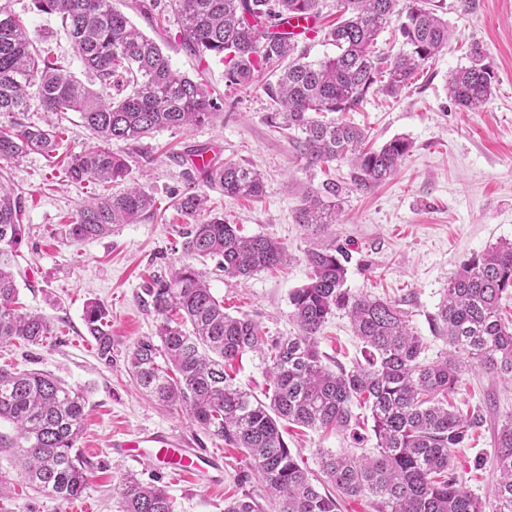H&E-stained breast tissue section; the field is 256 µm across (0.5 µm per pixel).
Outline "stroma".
<instances>
[{
	"label": "stroma",
	"instance_id": "stroma-1",
	"mask_svg": "<svg viewBox=\"0 0 512 512\" xmlns=\"http://www.w3.org/2000/svg\"><path fill=\"white\" fill-rule=\"evenodd\" d=\"M0 3L24 20L37 48L51 51L64 67L84 76L59 18L38 12L32 0ZM442 11L453 33L447 49L419 70L398 97L369 92L345 115L368 128L374 146L398 136L409 140V152L385 184L364 191L350 188L351 168L342 161L306 171L291 142L266 121V86L276 81V72L248 87L230 85L220 59L201 60L174 41L163 46L174 69L210 85L218 115L187 131L160 130L134 147L113 143V150L126 157L131 177L155 198L154 214L95 239L70 242L59 236L69 216L99 192L98 185L74 184L62 173L66 157L93 144L77 113L62 115L65 134L54 157L31 154L6 163L8 182L23 192L27 205L28 229L19 247L17 274L20 300L48 318L53 333L40 346L18 341L0 345V369L48 372L86 391L89 412L79 446L90 473L83 494L61 502L20 482L11 452L0 448V482L9 488L0 498V512H118L113 488L128 473L164 484L175 512H224L225 499L245 490L265 502L264 488L239 450L191 424L181 407L162 406L143 395L126 370L136 341L156 333L158 319L143 303V288L154 273L174 272L189 261L208 269L211 291L223 301L225 312L249 316L272 340L297 335L289 294L307 280V251L333 244L350 255L346 286L352 293L401 302L423 343L424 361L450 352L433 325L449 280L462 261L512 242V0H443ZM474 45L482 48L495 81L489 101L466 111L449 97L448 78L469 65ZM196 149L262 173L260 198H231L211 189L208 207L239 225L243 234L281 242L286 257L278 268L229 280L216 271L213 260H191L184 254L187 219L175 204L196 175L189 157ZM328 177L348 186L339 223H297L305 189ZM95 303L105 307L112 326L108 363L98 359L86 333L85 312ZM319 349L333 367L348 369L360 358L362 344L345 311L328 318ZM448 400L462 415L479 418L465 446L455 450L450 472L461 489L486 497L494 475L475 461L491 458L494 436L512 415V380L468 371ZM352 411L351 433L288 423L281 427L292 454L302 459L319 490L331 488L321 469L322 453L353 452L356 432L366 438L363 453L374 451L369 410L356 405ZM154 431L172 433L187 447L219 457L221 472L196 478L173 475L151 459L134 462L112 448L113 440Z\"/></svg>",
	"mask_w": 512,
	"mask_h": 512
}]
</instances>
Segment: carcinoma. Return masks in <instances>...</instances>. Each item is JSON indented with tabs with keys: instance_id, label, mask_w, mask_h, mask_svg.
<instances>
[{
	"instance_id": "carcinoma-1",
	"label": "carcinoma",
	"mask_w": 512,
	"mask_h": 512,
	"mask_svg": "<svg viewBox=\"0 0 512 512\" xmlns=\"http://www.w3.org/2000/svg\"><path fill=\"white\" fill-rule=\"evenodd\" d=\"M179 44L196 56L224 61L227 82L248 86L263 71L280 68L267 87L274 108L270 127L291 138L306 169L347 161L356 189L387 182L410 149L394 137L377 149L366 145V131L322 113L348 112L373 88L396 97L414 73L448 46V22L436 0H337L344 18L320 30L336 55L310 61L294 40L292 21L317 17L323 0H172ZM38 11L60 18L86 72L105 86L132 85L134 91L106 99L39 52L23 22L0 3V162L32 153L51 156L61 137L53 122L27 121L30 112H77L95 139L70 158L65 176L103 188L83 204L64 227L73 241L94 239L118 224H133L156 203L135 183L110 193L130 170L112 143H134L162 129H189L216 117L208 86L176 72L159 44L138 32L112 0H34ZM403 5L400 34L407 50L387 61L376 40ZM493 73L479 50L471 63L452 73L448 93L456 104L475 110L491 96ZM234 198L264 193L261 174L240 162L217 161L201 170L200 182L177 200L180 214L194 218L183 236L189 256L214 258L229 279L248 278L285 258L270 236H243L221 216L200 218L207 196L200 186ZM343 187L326 180L306 190L296 213L299 224L339 223ZM23 195L0 174V344L21 340L41 345L52 335L42 314L16 307L19 288L13 272L26 233ZM308 282L289 294L299 334L268 342L257 322L224 312L211 292L208 272L185 264L145 288L147 305L160 317L156 336H144L127 357L128 371L142 392L166 405H178L190 421L224 444L241 449L262 481L276 512H338L339 498L366 496L375 512H486V502L462 490L450 476L455 449L470 436L472 422L445 407L457 390L463 364L486 373L512 375V327L500 313V300L512 290V244L492 246L463 261L448 282V294L434 317L435 329L454 354L424 364L422 343L400 303L351 293L345 288L349 255L339 247L311 249ZM336 310L349 315L364 345L365 363L330 369L317 336ZM100 359L112 362V331L103 306L85 314ZM247 352L268 354L272 393L259 399L234 382L225 365ZM368 404L378 452L352 457L325 452L321 466L336 495L323 494L288 448L280 430L287 421L328 431L350 426L352 405ZM87 397L41 372L0 370V448L12 450L20 476L35 491L60 501L79 497L89 464L77 442ZM490 463L495 479L491 512H512V416L494 438ZM121 512H174L166 487L134 475L115 486ZM224 512H260L248 492L228 499Z\"/></svg>"
}]
</instances>
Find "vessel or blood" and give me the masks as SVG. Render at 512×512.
<instances>
[{"mask_svg": "<svg viewBox=\"0 0 512 512\" xmlns=\"http://www.w3.org/2000/svg\"><path fill=\"white\" fill-rule=\"evenodd\" d=\"M127 454L141 455L143 448H150L151 459L159 466H173L175 472L196 474L213 470L214 456L200 453L189 448L178 439L165 434H148L137 440H125L121 443Z\"/></svg>", "mask_w": 512, "mask_h": 512, "instance_id": "b4317fda", "label": "vessel or blood"}]
</instances>
